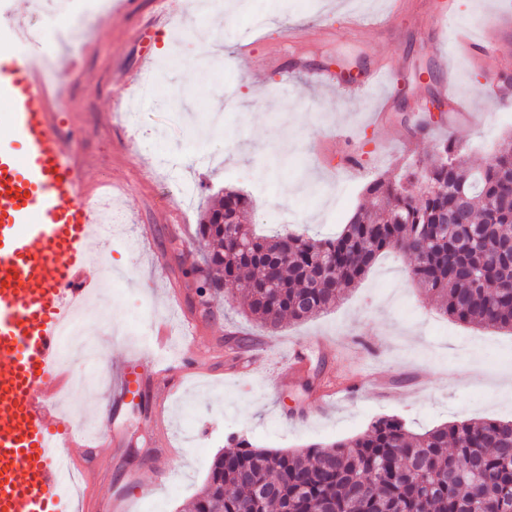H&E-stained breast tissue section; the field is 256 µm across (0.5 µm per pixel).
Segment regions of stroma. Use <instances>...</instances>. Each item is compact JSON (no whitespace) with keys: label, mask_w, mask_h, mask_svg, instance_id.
I'll return each instance as SVG.
<instances>
[{"label":"stroma","mask_w":512,"mask_h":512,"mask_svg":"<svg viewBox=\"0 0 512 512\" xmlns=\"http://www.w3.org/2000/svg\"><path fill=\"white\" fill-rule=\"evenodd\" d=\"M393 0H244L232 17L219 9L202 16L185 0H112L106 13L70 30V45L46 72L51 107L79 133L77 163L92 194L112 195L121 233L137 238L149 229L151 246L96 244L86 273L111 277L98 300V316L85 329L104 359L121 363L152 347L142 324L190 323L206 356L197 375L166 385L170 446L157 445L154 392L127 398L114 428L75 449L90 481L86 512H106L114 495L126 494V512H191L226 437L243 433L258 446L295 450L363 434L377 418L395 416L420 432L452 421H512V332L458 324L440 314L407 277L409 260L382 256L365 280L346 291L331 311L303 321H283L277 333L248 316L231 286L213 291L201 306L189 269L206 244L198 226L225 190L246 194L248 224L269 233L286 225L309 234L338 233L358 206L368 204L366 185L429 157L445 138L456 140L473 165L490 161L512 134V99L492 104L482 94L486 68L512 77V61L475 66L460 45L421 33L412 15L391 12ZM458 25L478 27L491 15L512 27V0H453ZM264 9L273 22L265 40L247 54L237 34L250 10ZM387 14L399 39L370 31L352 42L350 16ZM301 26L305 36L287 46L286 60L313 67L350 68L384 61L403 71L401 98L389 114L392 137L373 118L385 88L344 100L335 88L307 73L271 66L273 39L281 27ZM210 28L222 45L198 51L193 37ZM150 61H143L144 49ZM449 61L451 88L466 100L471 123L449 126L444 112L425 109ZM262 62L260 80L250 72ZM149 77L168 85L174 100L148 96L135 120L118 112L122 80ZM357 157L362 175L347 169ZM191 188L189 202L178 189ZM305 358L288 365L289 344ZM69 408L77 421L91 420L111 402L106 383L73 366ZM349 378L362 388L324 404L322 392ZM167 458L169 481L149 497L157 459Z\"/></svg>","instance_id":"obj_1"}]
</instances>
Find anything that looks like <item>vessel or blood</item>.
Wrapping results in <instances>:
<instances>
[{
    "instance_id": "1",
    "label": "vessel or blood",
    "mask_w": 512,
    "mask_h": 512,
    "mask_svg": "<svg viewBox=\"0 0 512 512\" xmlns=\"http://www.w3.org/2000/svg\"><path fill=\"white\" fill-rule=\"evenodd\" d=\"M466 45L478 62L512 53L495 20ZM33 47V39H20L16 28H0V49L12 59L0 81V121L10 132L9 142L0 145V512H73L61 464L73 462L72 450L85 435L59 405L62 328L100 286L84 269L102 232L74 162L78 137L49 110L31 64ZM391 74L379 61L359 79L328 67L318 72L322 84L347 100ZM201 364L192 350L168 363L154 354H129L112 401L120 403L144 378L186 375Z\"/></svg>"
}]
</instances>
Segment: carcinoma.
<instances>
[{
	"mask_svg": "<svg viewBox=\"0 0 512 512\" xmlns=\"http://www.w3.org/2000/svg\"><path fill=\"white\" fill-rule=\"evenodd\" d=\"M423 181L436 190H414ZM366 192L375 208L319 236L288 228L258 235L243 223L248 198L225 191L199 225L210 246L189 270L200 302L231 284L244 310L274 333L285 317L335 307L343 289L396 250L413 258L410 281L443 314L512 331V136L478 168L449 138L435 159L374 179ZM212 485L224 489L221 512H499L512 507V423L459 421L412 433L388 416L355 438L295 451L231 435L210 467Z\"/></svg>",
	"mask_w": 512,
	"mask_h": 512,
	"instance_id": "cac0c4a2",
	"label": "carcinoma"
}]
</instances>
